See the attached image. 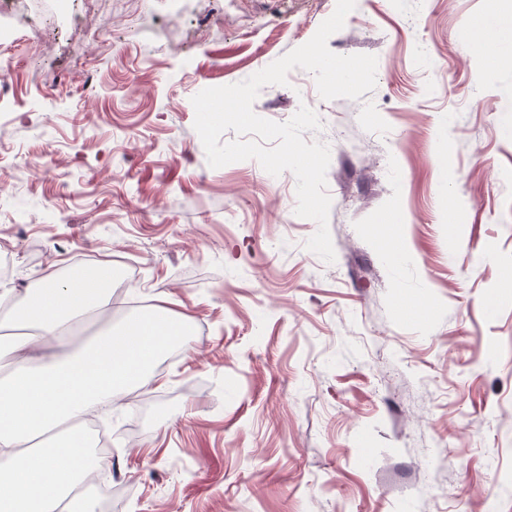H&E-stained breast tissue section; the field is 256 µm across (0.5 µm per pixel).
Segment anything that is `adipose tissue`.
<instances>
[{"mask_svg":"<svg viewBox=\"0 0 512 512\" xmlns=\"http://www.w3.org/2000/svg\"><path fill=\"white\" fill-rule=\"evenodd\" d=\"M111 274L110 265H93L63 286L47 274L12 317L25 334L0 346V358L12 364L0 379V512H95L80 486L106 461L77 442L75 423L150 382L158 359L183 336L186 319L155 305L126 330L103 332L96 350L54 359L73 321L106 314L101 292ZM37 358L44 361L38 370Z\"/></svg>","mask_w":512,"mask_h":512,"instance_id":"1","label":"adipose tissue"}]
</instances>
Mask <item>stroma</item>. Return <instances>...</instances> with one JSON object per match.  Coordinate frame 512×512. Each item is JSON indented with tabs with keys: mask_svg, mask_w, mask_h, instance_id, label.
Returning a JSON list of instances; mask_svg holds the SVG:
<instances>
[{
	"mask_svg": "<svg viewBox=\"0 0 512 512\" xmlns=\"http://www.w3.org/2000/svg\"><path fill=\"white\" fill-rule=\"evenodd\" d=\"M336 0H22L0 57V267L15 298L111 264L115 326L192 325L93 418L112 512H512V0H356L328 39L377 58L360 99L311 73L331 151L327 263L296 178L210 167L192 97L309 41ZM486 39L474 45L478 53H483L490 47L496 48L503 57L512 56V16L499 18L488 23Z\"/></svg>",
	"mask_w": 512,
	"mask_h": 512,
	"instance_id": "obj_1",
	"label": "stroma"
}]
</instances>
